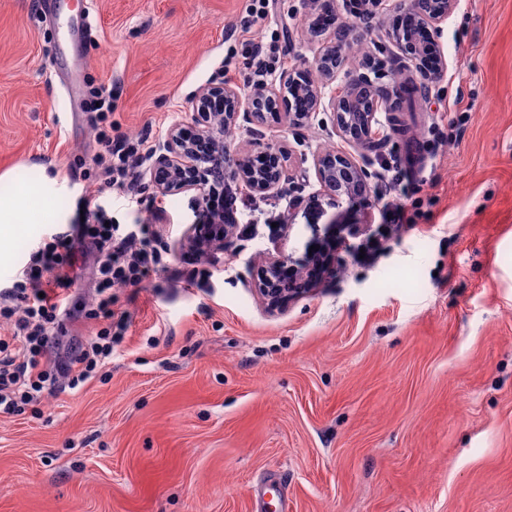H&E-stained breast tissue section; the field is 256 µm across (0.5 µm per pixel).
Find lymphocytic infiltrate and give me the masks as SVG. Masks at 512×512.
<instances>
[{"label":"lymphocytic infiltrate","instance_id":"obj_1","mask_svg":"<svg viewBox=\"0 0 512 512\" xmlns=\"http://www.w3.org/2000/svg\"><path fill=\"white\" fill-rule=\"evenodd\" d=\"M282 0H247L239 20L246 84L261 87L283 70L288 51L263 42L256 33L280 10ZM89 121L100 146L87 159L112 185L134 192L138 170L155 150L145 137L112 133V97L94 92ZM87 223L55 232L39 242L10 287L0 290V415H20L48 393L79 390L112 361L127 331V318L112 309V290L140 287L164 263L153 239L118 236L116 225L98 219L96 199L83 200ZM85 250L94 256L92 296L87 305L71 301L78 276L74 258ZM92 321L87 336H65L66 323Z\"/></svg>","mask_w":512,"mask_h":512}]
</instances>
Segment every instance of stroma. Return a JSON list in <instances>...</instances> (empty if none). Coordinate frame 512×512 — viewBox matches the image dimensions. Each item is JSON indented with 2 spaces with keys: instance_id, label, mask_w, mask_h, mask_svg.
<instances>
[{
  "instance_id": "35a3bbf8",
  "label": "stroma",
  "mask_w": 512,
  "mask_h": 512,
  "mask_svg": "<svg viewBox=\"0 0 512 512\" xmlns=\"http://www.w3.org/2000/svg\"><path fill=\"white\" fill-rule=\"evenodd\" d=\"M409 0H387L353 29L349 55L375 51ZM245 0H91L93 37L76 86L57 76L61 19L38 0H0V173L15 188L40 175L67 186L69 224L95 197L121 232L144 224L167 267L118 288L129 328L104 378L0 416V512H512V0H460L437 37L448 69L402 101L398 155L418 190L400 202L415 226L381 228L374 200L335 202L316 155L347 144L326 111L302 125L229 121L226 167L273 149L292 156L277 193L252 196L223 249L187 238L193 192L149 180L129 197L74 170L97 151L83 110L91 87L112 92L113 135L163 144L193 124L192 101L223 82ZM309 0H288L263 35L281 36L289 69L315 72L332 33L312 37ZM470 119L450 128L442 115ZM159 216H152L153 204ZM381 247L356 257L344 227ZM53 224H24L0 260L12 284ZM337 241L310 291L269 312L254 268L283 252L307 267ZM206 290L185 288L192 269Z\"/></svg>"
}]
</instances>
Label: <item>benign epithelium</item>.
<instances>
[{
  "instance_id": "benign-epithelium-1",
  "label": "benign epithelium",
  "mask_w": 512,
  "mask_h": 512,
  "mask_svg": "<svg viewBox=\"0 0 512 512\" xmlns=\"http://www.w3.org/2000/svg\"><path fill=\"white\" fill-rule=\"evenodd\" d=\"M458 0H414L411 15L414 23L428 30L439 31L441 24L457 8ZM319 74L323 84L328 85L342 69L337 63L328 61V54L318 56ZM293 85L297 95L305 104L302 112H284L288 97L268 88H255L242 99L240 92L224 83L202 89L193 101L194 122L198 130L195 138H189L186 130L172 127L166 139V152L160 154L149 168L150 182L163 193L181 192L191 189L221 187L224 172L219 163L224 157V141L218 135L219 123L234 118L245 111L250 120L273 125L288 118L294 125L302 124L322 105L321 87L300 81L298 72H288L280 79V86ZM333 122L342 138L355 145L373 148L390 139V134L379 128L376 114L386 109V101L366 85L358 75H348L346 84L330 98ZM272 163L265 169H255L248 157L235 163L232 176L245 188L261 196L276 193L289 179V172L282 161V153H269ZM315 175L323 191L339 199L352 201L359 190L369 189L370 173L359 157L350 153L326 152L316 157ZM237 225L215 224L213 232H199L201 241L196 246L201 250L222 249L224 242L232 238ZM283 255L268 258L258 274V290L267 307L275 309L284 297L296 294L291 288H283L277 280L279 270L287 265Z\"/></svg>"
}]
</instances>
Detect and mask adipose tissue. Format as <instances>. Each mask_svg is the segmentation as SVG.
<instances>
[{
	"instance_id": "adipose-tissue-1",
	"label": "adipose tissue",
	"mask_w": 512,
	"mask_h": 512,
	"mask_svg": "<svg viewBox=\"0 0 512 512\" xmlns=\"http://www.w3.org/2000/svg\"><path fill=\"white\" fill-rule=\"evenodd\" d=\"M55 185V179L44 176L24 193L0 194V241L11 238L22 224L65 223V215L50 209L57 194Z\"/></svg>"
}]
</instances>
